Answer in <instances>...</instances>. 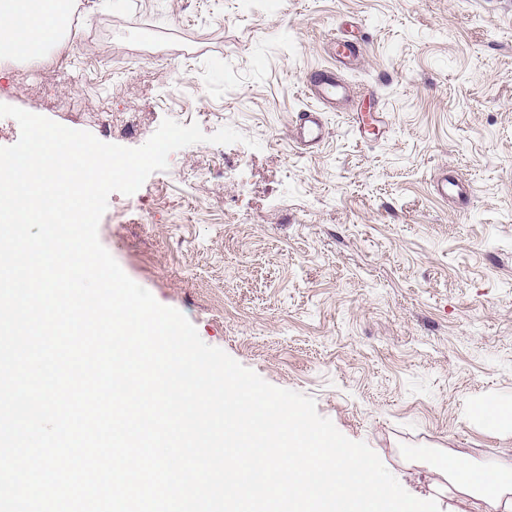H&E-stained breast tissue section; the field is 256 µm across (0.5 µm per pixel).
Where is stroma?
I'll use <instances>...</instances> for the list:
<instances>
[{
	"label": "stroma",
	"mask_w": 512,
	"mask_h": 512,
	"mask_svg": "<svg viewBox=\"0 0 512 512\" xmlns=\"http://www.w3.org/2000/svg\"><path fill=\"white\" fill-rule=\"evenodd\" d=\"M73 0L64 72L0 94L107 143L163 119L256 139L173 152L137 198L111 193L98 238L207 345L314 398L416 498L484 512L438 488L421 449L512 456L477 418L512 401V0ZM367 34L344 111L313 153L288 138L328 42ZM386 113L355 139L349 111ZM135 123L137 133L123 131ZM467 205L439 197L441 171ZM472 193L470 184L459 180L456 177L444 174L443 177L437 182V194L444 199H451L455 201H465Z\"/></svg>",
	"instance_id": "1"
}]
</instances>
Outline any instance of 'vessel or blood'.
Wrapping results in <instances>:
<instances>
[{"label": "vessel or blood", "mask_w": 512, "mask_h": 512, "mask_svg": "<svg viewBox=\"0 0 512 512\" xmlns=\"http://www.w3.org/2000/svg\"><path fill=\"white\" fill-rule=\"evenodd\" d=\"M363 39L354 34H344L332 41L329 55L332 66L310 72L304 82V88L313 107L301 110L289 123V138L302 151L319 148L324 142L327 129L321 114L322 109L336 107L349 98V85L342 80L338 69H350L362 53ZM437 193L441 198L456 201L466 200L472 193L470 184L453 176H443L437 183Z\"/></svg>", "instance_id": "vessel-or-blood-1"}]
</instances>
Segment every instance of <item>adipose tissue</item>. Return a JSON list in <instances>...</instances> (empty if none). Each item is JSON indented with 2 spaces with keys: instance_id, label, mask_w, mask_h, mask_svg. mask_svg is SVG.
<instances>
[{
  "instance_id": "obj_1",
  "label": "adipose tissue",
  "mask_w": 512,
  "mask_h": 512,
  "mask_svg": "<svg viewBox=\"0 0 512 512\" xmlns=\"http://www.w3.org/2000/svg\"><path fill=\"white\" fill-rule=\"evenodd\" d=\"M70 9L71 0H0V51L20 59L41 57L67 31ZM431 466L489 512H512V458L478 462L451 455Z\"/></svg>"
}]
</instances>
